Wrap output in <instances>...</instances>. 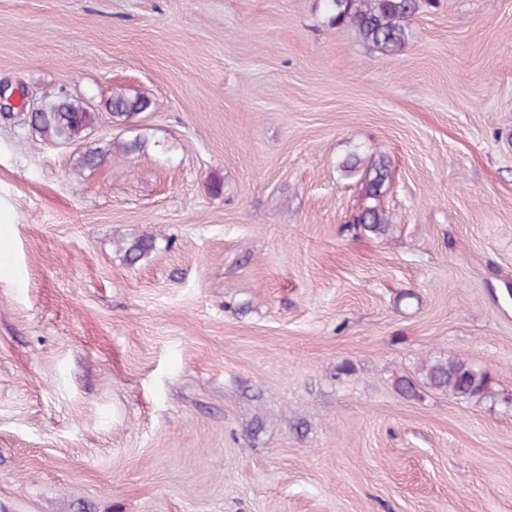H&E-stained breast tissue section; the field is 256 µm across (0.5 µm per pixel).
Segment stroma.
Masks as SVG:
<instances>
[{
    "mask_svg": "<svg viewBox=\"0 0 512 512\" xmlns=\"http://www.w3.org/2000/svg\"><path fill=\"white\" fill-rule=\"evenodd\" d=\"M407 32L0 0V84L99 114L58 145L0 115V512H512V0ZM120 89L151 101L129 124ZM355 151L390 163L386 234L353 221ZM435 359L492 394L427 387ZM147 146L148 141L141 135H136L133 139L121 143L113 142L95 146L83 154L81 166L86 169H96L112 161V158L115 157L128 161L132 156L144 152ZM423 370L428 387L456 398H480L492 393V379L467 361L439 360Z\"/></svg>",
    "mask_w": 512,
    "mask_h": 512,
    "instance_id": "stroma-1",
    "label": "stroma"
}]
</instances>
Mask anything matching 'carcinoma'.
<instances>
[{
	"label": "carcinoma",
	"mask_w": 512,
	"mask_h": 512,
	"mask_svg": "<svg viewBox=\"0 0 512 512\" xmlns=\"http://www.w3.org/2000/svg\"><path fill=\"white\" fill-rule=\"evenodd\" d=\"M330 22L353 28L361 40L385 55H396L407 42V23L423 9L431 6V0H324ZM149 100L140 94L115 92L108 102L112 118L123 124L133 122L135 116L145 111ZM98 113L79 98L63 91L45 96L40 108L33 112L29 126L49 144L73 142L85 137L98 122ZM146 138L137 135L121 143H107L88 149L82 156L81 166L96 169L113 158L125 161L147 149ZM350 175H360L363 203L355 223L365 232L374 235L388 230L390 221L380 204L390 178L388 162L381 157L364 161L355 157L343 164ZM153 249L146 239L132 242L125 251L128 262L135 263ZM425 384L456 398H476L492 393V379L487 373L460 359L439 360L424 367Z\"/></svg>",
	"instance_id": "obj_1"
}]
</instances>
